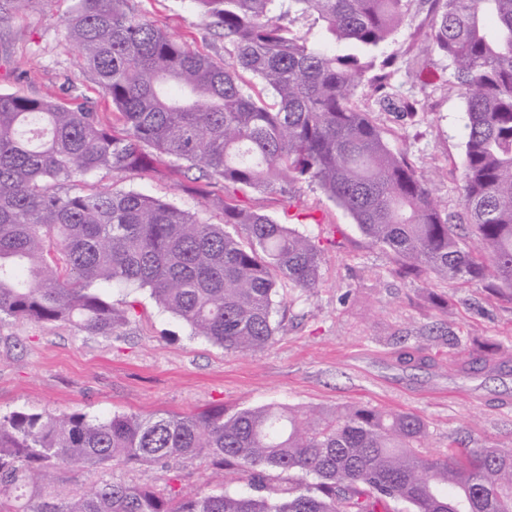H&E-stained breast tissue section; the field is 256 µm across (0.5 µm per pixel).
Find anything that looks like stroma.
<instances>
[{"label":"stroma","instance_id":"1","mask_svg":"<svg viewBox=\"0 0 512 512\" xmlns=\"http://www.w3.org/2000/svg\"><path fill=\"white\" fill-rule=\"evenodd\" d=\"M129 5L198 51L222 45L219 29L202 22L194 0ZM75 6L76 0H25L0 16V92L58 96L69 87L108 122L112 105L77 63L63 26ZM381 52L399 60L391 79L394 106L379 111L368 90L361 104L391 146L432 177L434 196L451 223H466V115L452 66L428 48L423 34L407 29ZM406 101L415 103V117L401 115ZM194 176L191 170L122 177L103 171L93 182L133 189L222 223V211L197 194ZM237 198L325 245L319 288L281 290L278 333L268 347L225 351L160 309L149 290L110 288V300L132 310L116 336L63 325L0 324V414L147 417L214 407L230 414L265 405L332 411L356 403L421 416L427 427L423 450L433 456L446 454L452 439L471 448H512V373L501 368L512 360V300L479 282L446 284L426 272L399 275L396 256L372 244L317 185H302L293 201L251 190ZM120 475L158 490L169 484L205 494L247 488L205 460L125 468Z\"/></svg>","mask_w":512,"mask_h":512}]
</instances>
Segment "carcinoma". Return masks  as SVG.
<instances>
[{
  "mask_svg": "<svg viewBox=\"0 0 512 512\" xmlns=\"http://www.w3.org/2000/svg\"><path fill=\"white\" fill-rule=\"evenodd\" d=\"M224 54L171 36L128 0H78L70 42L123 126L51 96L0 93V324L7 319L117 334L129 310L104 288H147L196 336L256 352L275 338V298L318 287L325 248L236 203L242 188L295 198L316 184L405 273L477 281L512 299V0H426L425 37L462 92L459 233L430 180L390 146L359 103L384 110L397 59L380 47L417 0H194ZM248 73L254 82L243 80ZM165 159L199 172L224 223L152 196L84 189L102 170ZM424 420L351 404L212 408L148 418L0 414V512H512V451H421ZM204 458L249 483L210 494L111 476L64 498L59 468H165Z\"/></svg>",
  "mask_w": 512,
  "mask_h": 512,
  "instance_id": "1",
  "label": "carcinoma"
}]
</instances>
